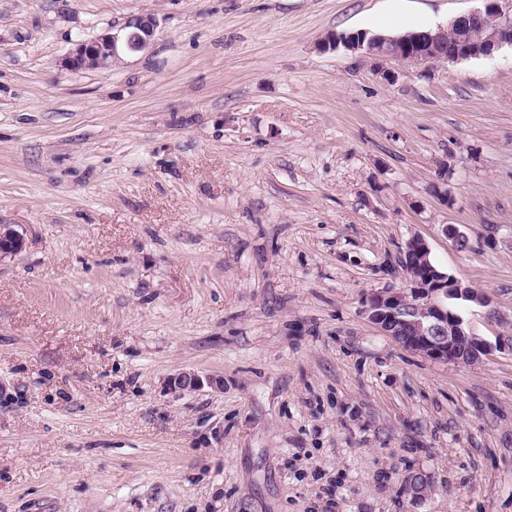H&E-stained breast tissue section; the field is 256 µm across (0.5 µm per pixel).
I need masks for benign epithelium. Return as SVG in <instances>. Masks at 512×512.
Masks as SVG:
<instances>
[{
  "label": "benign epithelium",
  "instance_id": "benign-epithelium-1",
  "mask_svg": "<svg viewBox=\"0 0 512 512\" xmlns=\"http://www.w3.org/2000/svg\"><path fill=\"white\" fill-rule=\"evenodd\" d=\"M482 6L455 17L446 28L421 29L401 36L369 35L365 32L330 34L320 50L340 46L360 53L379 65L387 61L423 65L433 62L457 63L490 56L505 45L512 46V0H480ZM156 27L150 13L131 16L118 31L107 29L90 40L79 41L63 59L72 69L108 70L121 62L122 55L149 48ZM23 238L11 224H0V262L22 251ZM405 253L418 259L420 272L411 273L409 291L383 288L366 302L369 321L402 346L427 358L471 365L482 360L487 343L454 310L452 301L481 303L483 298L471 288L461 287L429 261L430 248L417 236L407 241ZM224 389V378L201 377L183 371L171 378L174 394L203 387ZM433 486L432 477L421 470L412 472L406 493L421 501Z\"/></svg>",
  "mask_w": 512,
  "mask_h": 512
}]
</instances>
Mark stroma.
Wrapping results in <instances>:
<instances>
[{
	"mask_svg": "<svg viewBox=\"0 0 512 512\" xmlns=\"http://www.w3.org/2000/svg\"><path fill=\"white\" fill-rule=\"evenodd\" d=\"M476 6L0 0V512H512V50L317 48ZM138 13L146 51L63 65ZM415 236L481 362L368 320ZM23 238L11 224H0V263L22 251ZM207 386L213 390H223L224 379L219 376H206L202 378L195 372L183 371L171 378L169 390L174 394L188 391H197ZM432 486V477L424 471L416 470L409 475L405 490L412 501H421L428 495Z\"/></svg>",
	"mask_w": 512,
	"mask_h": 512,
	"instance_id": "stroma-1",
	"label": "stroma"
}]
</instances>
